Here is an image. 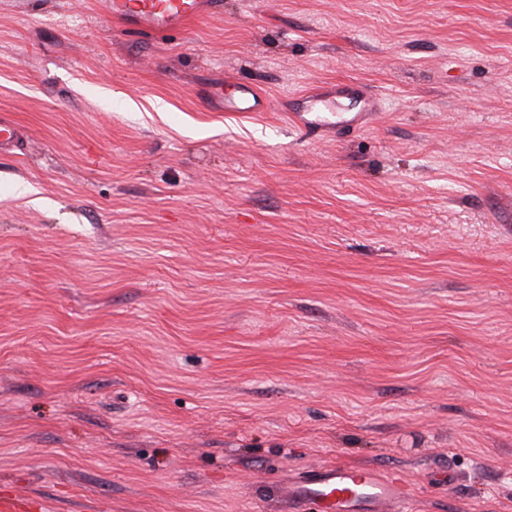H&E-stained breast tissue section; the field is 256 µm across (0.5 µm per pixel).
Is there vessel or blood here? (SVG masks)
Here are the masks:
<instances>
[{
  "label": "vessel or blood",
  "mask_w": 512,
  "mask_h": 512,
  "mask_svg": "<svg viewBox=\"0 0 512 512\" xmlns=\"http://www.w3.org/2000/svg\"><path fill=\"white\" fill-rule=\"evenodd\" d=\"M102 13L116 20L123 30L161 34L186 28L194 20L222 14L224 0H99ZM338 95L353 98L361 105L360 112L350 116L346 124L364 128L374 115L379 100L375 94L354 83L337 85ZM266 101L253 87L231 82L224 96L228 112H261ZM303 129L332 134L335 125L322 119L315 111L304 109L291 115ZM26 131L5 116H0V152L20 149ZM289 500L310 501L319 512H404V494L395 481L378 477L372 470L340 464L306 471L288 487Z\"/></svg>",
  "instance_id": "vessel-or-blood-1"
}]
</instances>
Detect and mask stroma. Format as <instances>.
I'll list each match as a JSON object with an SVG mask.
<instances>
[{
  "label": "stroma",
  "instance_id": "35a3bbf8",
  "mask_svg": "<svg viewBox=\"0 0 512 512\" xmlns=\"http://www.w3.org/2000/svg\"><path fill=\"white\" fill-rule=\"evenodd\" d=\"M345 80L369 127L289 121ZM4 112L0 496L288 512L338 463L512 512V0H224L165 39L0 0ZM231 91L224 95V111L264 112L266 100L253 87L238 81H228ZM336 94L355 98L361 103V112H350L354 114L348 119L332 123L322 119L313 110L304 109L299 112H291V120L299 127L307 129H317L324 135L335 134V125L345 124L352 129H362L366 124L368 117L374 115L379 105V99L375 94L364 89L363 86L354 83H342L336 85ZM26 131L6 116H0V152L20 149L27 138Z\"/></svg>",
  "mask_w": 512,
  "mask_h": 512
}]
</instances>
